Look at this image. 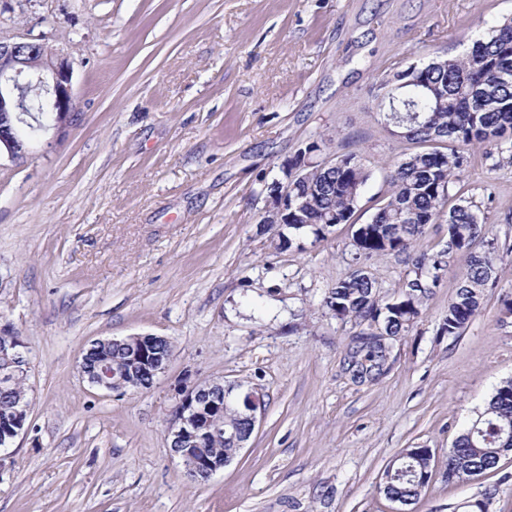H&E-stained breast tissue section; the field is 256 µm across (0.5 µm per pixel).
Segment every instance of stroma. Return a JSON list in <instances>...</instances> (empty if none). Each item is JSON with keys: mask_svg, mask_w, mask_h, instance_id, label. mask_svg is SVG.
Returning <instances> with one entry per match:
<instances>
[{"mask_svg": "<svg viewBox=\"0 0 512 512\" xmlns=\"http://www.w3.org/2000/svg\"><path fill=\"white\" fill-rule=\"evenodd\" d=\"M510 18L512 0H0V39L67 56L80 114L62 142L0 159V335L26 345L31 400L0 450V512H395L383 474L421 447L431 477L408 512L483 498L512 512V452L446 478L449 448L512 378V165L472 149L459 183L496 248L460 335L439 328L463 253L375 383L344 370L359 325L321 306L412 150L379 116L377 85ZM321 138L371 177L352 223L279 249L261 222L269 186ZM365 266L386 300L410 271L395 253ZM136 334L174 345L150 389L83 378L91 341ZM219 379L265 406L246 448L197 484L166 422L176 385Z\"/></svg>", "mask_w": 512, "mask_h": 512, "instance_id": "obj_1", "label": "stroma"}]
</instances>
